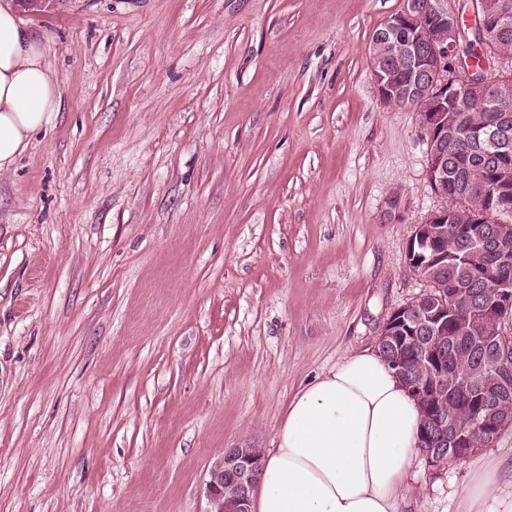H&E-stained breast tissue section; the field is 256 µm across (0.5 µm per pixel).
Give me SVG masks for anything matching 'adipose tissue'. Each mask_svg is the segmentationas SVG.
I'll return each mask as SVG.
<instances>
[{"label":"adipose tissue","mask_w":512,"mask_h":512,"mask_svg":"<svg viewBox=\"0 0 512 512\" xmlns=\"http://www.w3.org/2000/svg\"><path fill=\"white\" fill-rule=\"evenodd\" d=\"M16 0H0V172L52 126L58 85ZM421 410L378 349L339 359L289 401L262 459L254 512H397ZM463 512H512V460L477 472Z\"/></svg>","instance_id":"ef3b65f1"}]
</instances>
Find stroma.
Wrapping results in <instances>:
<instances>
[{"label": "stroma", "instance_id": "stroma-1", "mask_svg": "<svg viewBox=\"0 0 512 512\" xmlns=\"http://www.w3.org/2000/svg\"><path fill=\"white\" fill-rule=\"evenodd\" d=\"M407 6L23 10L61 110L0 173V512H206L225 449L270 447L297 391L424 293L407 248L446 202L369 66ZM511 453L508 428L451 467L417 455L400 512H458Z\"/></svg>", "mask_w": 512, "mask_h": 512}]
</instances>
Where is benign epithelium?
<instances>
[{
    "label": "benign epithelium",
    "instance_id": "obj_1",
    "mask_svg": "<svg viewBox=\"0 0 512 512\" xmlns=\"http://www.w3.org/2000/svg\"><path fill=\"white\" fill-rule=\"evenodd\" d=\"M466 0H411L410 6L391 16L371 37L369 63L374 86L385 103L399 94L421 95L430 101L420 113L426 135V177L433 192L448 202L444 208L419 225L418 247L437 253L448 247L445 227L450 224H488L501 215L512 216V116L503 113L485 130L461 132L452 119L454 112H473L505 95L512 88V77L504 74L499 63L512 60V48L501 40V33L512 26V3L502 0L495 10L483 15L478 23L481 34L474 61L460 62L461 9ZM468 138L488 159L484 181L490 188L481 194L450 192L448 147ZM512 227L502 226V236L482 231L479 238L465 236L462 249L469 255L470 276L456 288L457 297L467 295L471 283L480 280L491 295L470 308L490 320L512 310V249L503 237ZM407 328L410 341L421 354L433 359L443 352L438 337L451 333L469 336L467 320L459 317L448 326V305L428 292L395 310L387 320L378 342L394 347L401 341L396 326ZM467 390L474 379L467 373L453 371L448 378L416 377L409 389L422 402V432L419 447L429 466L438 468L448 455L459 461L483 447L473 429L448 416L446 386ZM260 450L244 441L224 449V456L209 471L206 496L207 512H251L252 493L260 474Z\"/></svg>",
    "mask_w": 512,
    "mask_h": 512
}]
</instances>
